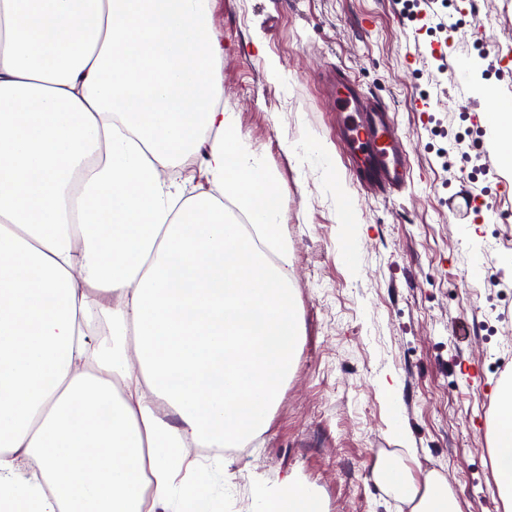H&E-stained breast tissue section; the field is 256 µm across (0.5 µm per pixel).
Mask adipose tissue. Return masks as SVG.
<instances>
[{"label": "adipose tissue", "mask_w": 512, "mask_h": 512, "mask_svg": "<svg viewBox=\"0 0 512 512\" xmlns=\"http://www.w3.org/2000/svg\"><path fill=\"white\" fill-rule=\"evenodd\" d=\"M209 3L0 0V512H208L190 449L261 434L291 374L282 191L224 106ZM489 438L512 512L511 380ZM373 477L460 512L434 476ZM253 498L324 512L298 480Z\"/></svg>", "instance_id": "adipose-tissue-1"}]
</instances>
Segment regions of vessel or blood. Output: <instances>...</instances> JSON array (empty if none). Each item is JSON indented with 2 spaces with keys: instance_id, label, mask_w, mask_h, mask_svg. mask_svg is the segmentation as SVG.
Here are the masks:
<instances>
[{
  "instance_id": "1",
  "label": "vessel or blood",
  "mask_w": 512,
  "mask_h": 512,
  "mask_svg": "<svg viewBox=\"0 0 512 512\" xmlns=\"http://www.w3.org/2000/svg\"><path fill=\"white\" fill-rule=\"evenodd\" d=\"M326 83L328 105L343 127V152L357 164L358 189L376 197L402 193L407 186V153L389 105L357 92L343 71H330Z\"/></svg>"
}]
</instances>
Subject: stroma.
<instances>
[{
	"instance_id": "1",
	"label": "stroma",
	"mask_w": 512,
	"mask_h": 512,
	"mask_svg": "<svg viewBox=\"0 0 512 512\" xmlns=\"http://www.w3.org/2000/svg\"><path fill=\"white\" fill-rule=\"evenodd\" d=\"M436 11L450 33L401 18L394 0L210 2L224 104L283 190L302 325L267 429L213 467V498L228 512L252 507L254 474L301 477L328 512H400L372 476L386 459L437 473L462 512H502L488 435L473 427L494 408L469 376L512 374V339L499 335L512 327V171L489 147L491 119L474 123L451 97L464 87L481 110L486 88L512 97V75L489 65L494 50H512V0ZM333 66L391 104L408 148L404 197L358 189L322 93ZM417 98L430 102L427 118L412 111ZM467 178L489 209L484 223L450 211ZM340 186L356 223L339 220ZM394 418L410 449L391 436Z\"/></svg>"
}]
</instances>
